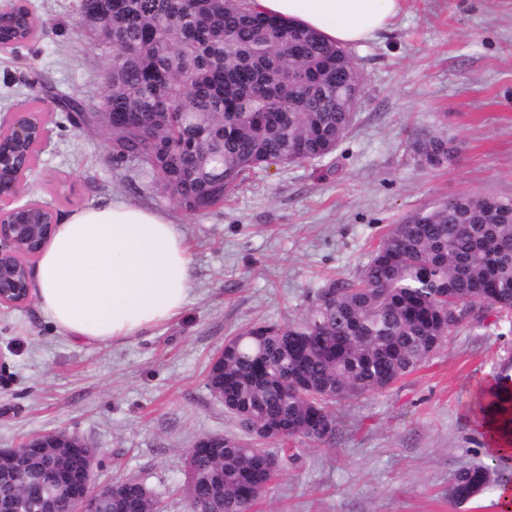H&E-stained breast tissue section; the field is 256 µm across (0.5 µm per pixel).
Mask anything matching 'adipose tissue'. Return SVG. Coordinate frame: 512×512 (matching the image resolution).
Masks as SVG:
<instances>
[{
  "label": "adipose tissue",
  "mask_w": 512,
  "mask_h": 512,
  "mask_svg": "<svg viewBox=\"0 0 512 512\" xmlns=\"http://www.w3.org/2000/svg\"><path fill=\"white\" fill-rule=\"evenodd\" d=\"M254 11L354 45L389 29L402 0H249ZM191 257L166 214L116 202L70 214L33 270L42 313L67 337L108 343L162 324L185 307Z\"/></svg>",
  "instance_id": "adipose-tissue-1"
}]
</instances>
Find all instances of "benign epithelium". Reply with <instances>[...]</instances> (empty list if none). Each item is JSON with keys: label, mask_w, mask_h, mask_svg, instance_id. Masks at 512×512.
<instances>
[{"label": "benign epithelium", "mask_w": 512, "mask_h": 512, "mask_svg": "<svg viewBox=\"0 0 512 512\" xmlns=\"http://www.w3.org/2000/svg\"><path fill=\"white\" fill-rule=\"evenodd\" d=\"M9 140L0 138V308L26 305L32 294L31 261L37 259L51 241L56 228L54 210L39 202L18 203L17 180L32 168L30 149L44 153L50 143L43 113L25 109L15 113L8 124ZM73 448L81 460L80 480L73 481L67 470L54 467L50 478L55 491L32 485L17 494L0 496V512H62L61 502L70 512H112L105 508L116 497L112 488L94 485L98 451L66 431L34 434L17 448H0V465L23 470L21 453L45 454L56 448Z\"/></svg>", "instance_id": "7a95c632"}]
</instances>
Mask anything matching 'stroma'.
<instances>
[{"label": "stroma", "instance_id": "obj_1", "mask_svg": "<svg viewBox=\"0 0 512 512\" xmlns=\"http://www.w3.org/2000/svg\"><path fill=\"white\" fill-rule=\"evenodd\" d=\"M79 0H29L44 22L0 50V121L40 105L50 146L21 202L59 215L126 201L168 215L190 249L182 312L107 344L59 332L36 301L0 310V448L64 430L98 448L96 486L136 478L163 512H189L186 451L238 433L206 374L256 322L302 316L328 278L352 277L391 225L462 193L512 198V0H405L389 30L351 46L363 80L349 135L320 161L252 170L220 210L197 215L145 189L134 164L61 116L53 94L95 100L102 52L72 32ZM454 140L420 167L415 132ZM512 359V318L476 312L393 386L336 402L330 444L307 446L254 512H500L499 487L466 503L459 470L487 463L475 429L481 388Z\"/></svg>", "mask_w": 512, "mask_h": 512}]
</instances>
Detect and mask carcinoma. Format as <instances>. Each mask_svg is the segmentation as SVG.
I'll return each instance as SVG.
<instances>
[{
	"label": "carcinoma",
	"instance_id": "carcinoma-1",
	"mask_svg": "<svg viewBox=\"0 0 512 512\" xmlns=\"http://www.w3.org/2000/svg\"><path fill=\"white\" fill-rule=\"evenodd\" d=\"M74 33L108 59L101 98L131 126L112 133V163L135 162L146 187L194 214L224 206L265 163L323 159L348 133L361 93L342 47L299 24L252 12L247 0H80ZM63 118L105 136L96 108L60 97ZM166 116H160V113ZM422 167L453 157L452 140L416 133ZM482 305L512 313V198L461 194L393 225L350 279L319 289L297 320L257 323L224 343L208 385L245 436L225 435L207 452L190 448L192 509L252 512L288 458V442L324 444L335 431L331 404L382 391L411 373ZM480 411L512 431V373L501 369ZM279 445L272 452L263 445ZM460 471L452 490L465 503L498 475L500 456ZM51 463L26 453L18 492L49 479ZM121 512H159V496L128 479Z\"/></svg>",
	"mask_w": 512,
	"mask_h": 512
}]
</instances>
